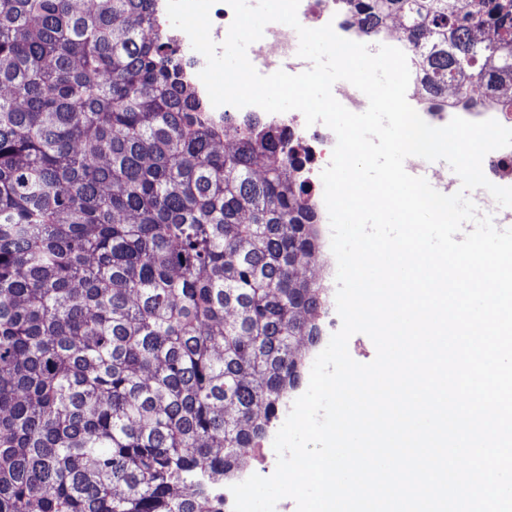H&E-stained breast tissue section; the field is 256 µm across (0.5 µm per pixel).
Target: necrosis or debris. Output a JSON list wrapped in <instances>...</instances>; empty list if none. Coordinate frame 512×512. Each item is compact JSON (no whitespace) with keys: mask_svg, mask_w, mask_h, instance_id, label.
<instances>
[{"mask_svg":"<svg viewBox=\"0 0 512 512\" xmlns=\"http://www.w3.org/2000/svg\"><path fill=\"white\" fill-rule=\"evenodd\" d=\"M166 6L167 0H158L154 27L158 30L170 31L172 43L178 49L176 61L183 76L192 83L199 95H206L207 90L199 78L206 60L200 53L193 50L190 39L184 31L171 29ZM297 16L304 27L319 28L329 24L340 37L357 42L363 39L348 0H300ZM297 40V32L284 30L279 25L271 23L265 27L264 35L257 41L256 48L267 59L269 71L281 69L296 73L300 70L294 53ZM374 40L381 45L397 47L405 53L410 70L406 98L417 112H439L447 121L469 112L472 113L474 120L494 119L503 126L512 128V114L505 112L496 95L487 92L481 86H473L470 94L465 96L459 95L452 89L441 100L430 99L422 85L425 61L408 41L405 27L400 22L384 23ZM209 113L213 119L225 121L229 126L233 125L236 118L253 117L276 128L296 151L298 178L305 182L312 201H319L318 177L320 172L330 164L336 145V136L332 130L317 124L306 125L303 114L297 110L268 113L253 105L241 109L222 105L210 107Z\"/></svg>","mask_w":512,"mask_h":512,"instance_id":"obj_1","label":"necrosis or debris"}]
</instances>
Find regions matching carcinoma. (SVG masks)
<instances>
[{"label": "carcinoma", "instance_id": "1", "mask_svg": "<svg viewBox=\"0 0 512 512\" xmlns=\"http://www.w3.org/2000/svg\"><path fill=\"white\" fill-rule=\"evenodd\" d=\"M512 106V0H350ZM153 0H0V512H221L320 336L295 154L224 125Z\"/></svg>", "mask_w": 512, "mask_h": 512}]
</instances>
